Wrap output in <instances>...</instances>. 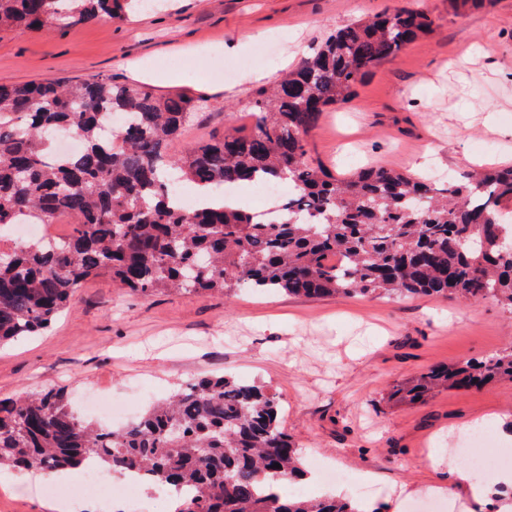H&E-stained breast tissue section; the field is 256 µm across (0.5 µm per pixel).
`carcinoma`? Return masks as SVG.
Segmentation results:
<instances>
[{"label": "carcinoma", "instance_id": "carcinoma-1", "mask_svg": "<svg viewBox=\"0 0 512 512\" xmlns=\"http://www.w3.org/2000/svg\"><path fill=\"white\" fill-rule=\"evenodd\" d=\"M142 0H0V26L46 29L109 18ZM422 10L395 6L352 22L255 92L254 127L165 154L194 117V99L108 77L0 83V229L65 214L58 244L0 247V344L46 328L99 275L135 294L247 288L317 299L362 294L493 299L512 311V166L463 171L445 184L383 166L344 178L312 159L310 132L363 78L433 32ZM127 119L103 135L104 114ZM64 129L82 150L50 158ZM232 188L288 182L282 217L180 208L170 183ZM347 258L343 269L331 254ZM512 380V349L435 366L395 386L409 403L439 389ZM277 396L226 376L201 378L119 429L73 414L61 390L0 400V467L77 469L94 452L114 472L192 490L175 512H366L334 496L284 493L303 483L300 452L278 420ZM280 464L277 469L274 464Z\"/></svg>", "mask_w": 512, "mask_h": 512}]
</instances>
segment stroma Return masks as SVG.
<instances>
[{
	"instance_id": "obj_1",
	"label": "stroma",
	"mask_w": 512,
	"mask_h": 512,
	"mask_svg": "<svg viewBox=\"0 0 512 512\" xmlns=\"http://www.w3.org/2000/svg\"><path fill=\"white\" fill-rule=\"evenodd\" d=\"M428 11L433 34L418 38L367 75L354 97L324 112L309 137L332 173L364 164L457 176L512 164V0L454 15L448 0H157L155 8L33 32L0 28V83L106 76L134 84L130 65L172 73L151 82L182 92L202 110L167 149L252 128L254 91L295 67L336 29L393 5ZM512 346V311L496 301L433 296L307 299L247 289L159 292L144 297L110 277L89 279L78 300L39 335L0 345V398L64 388L80 419L96 391L134 400L136 412L207 375L275 393L281 425L304 459L347 476L340 494L371 481L374 512L453 483L423 467L431 448H455L472 421L494 413L512 432V380L479 392L443 389L395 404L396 384L448 363L491 357ZM0 470V512H59L40 489Z\"/></svg>"
}]
</instances>
